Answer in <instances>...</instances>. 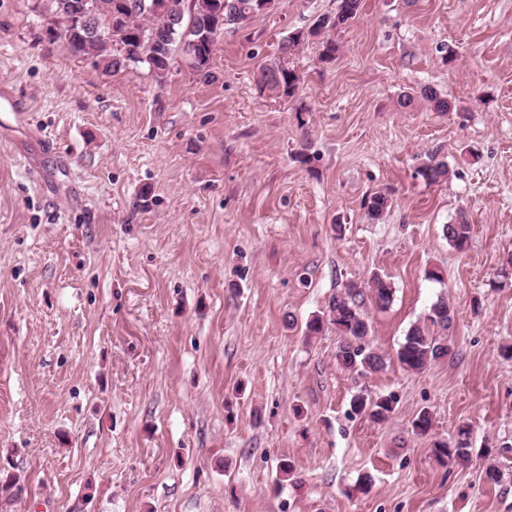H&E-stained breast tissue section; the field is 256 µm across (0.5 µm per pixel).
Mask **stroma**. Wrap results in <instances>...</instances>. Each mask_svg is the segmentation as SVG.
Segmentation results:
<instances>
[{
    "label": "stroma",
    "mask_w": 512,
    "mask_h": 512,
    "mask_svg": "<svg viewBox=\"0 0 512 512\" xmlns=\"http://www.w3.org/2000/svg\"><path fill=\"white\" fill-rule=\"evenodd\" d=\"M32 5L0 0V468L23 487L0 512H512V0H363L334 62L298 51L289 101L254 75L337 0H272L225 29L213 79L177 52L161 85L71 53ZM430 155L447 181L416 178ZM375 274L388 361L362 378L333 326L304 329ZM441 296L455 354L405 372ZM359 389L396 396L389 421L350 414ZM423 408L431 437L469 424L468 463L412 434ZM472 225L465 218L443 226V235L457 250L464 251L471 239Z\"/></svg>",
    "instance_id": "stroma-1"
}]
</instances>
